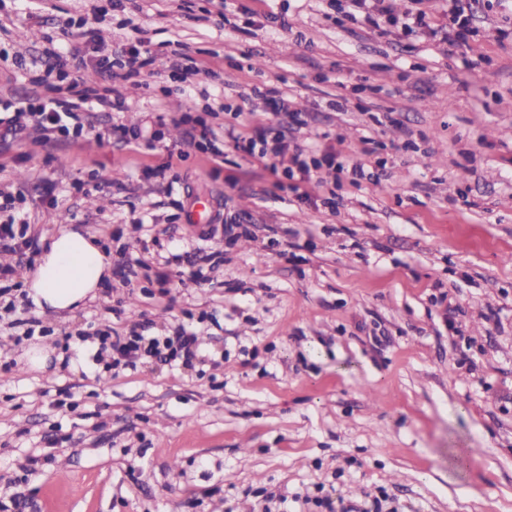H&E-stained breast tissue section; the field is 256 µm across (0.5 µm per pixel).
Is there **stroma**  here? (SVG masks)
<instances>
[{
	"label": "stroma",
	"mask_w": 512,
	"mask_h": 512,
	"mask_svg": "<svg viewBox=\"0 0 512 512\" xmlns=\"http://www.w3.org/2000/svg\"><path fill=\"white\" fill-rule=\"evenodd\" d=\"M98 2L0 0L1 99L38 93L36 67L130 104L78 138L0 147V191L25 197L40 246L67 225L112 263L61 316L24 298L33 262L0 253V301L34 329L0 330V512H259L257 489L319 484L347 503L384 487L402 512H512V0H467L453 47L448 0H393L431 18L421 38L382 17L336 25L328 0H122L97 19ZM134 33L156 62L113 78L95 48ZM187 57L196 74L162 94ZM258 88L301 114L286 144L335 149L359 183L323 169L301 200L225 138L184 146L185 112L244 135L276 124ZM228 224L248 236L225 246ZM174 254L168 288L129 274ZM92 322L190 325L201 350L114 375L91 342L78 370L29 367L30 342L69 356Z\"/></svg>",
	"instance_id": "35a3bbf8"
}]
</instances>
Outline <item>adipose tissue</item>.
Instances as JSON below:
<instances>
[{
    "instance_id": "adipose-tissue-1",
    "label": "adipose tissue",
    "mask_w": 512,
    "mask_h": 512,
    "mask_svg": "<svg viewBox=\"0 0 512 512\" xmlns=\"http://www.w3.org/2000/svg\"><path fill=\"white\" fill-rule=\"evenodd\" d=\"M110 275L111 262L95 239L65 227L41 253L27 297L38 310L70 313L93 300Z\"/></svg>"
}]
</instances>
